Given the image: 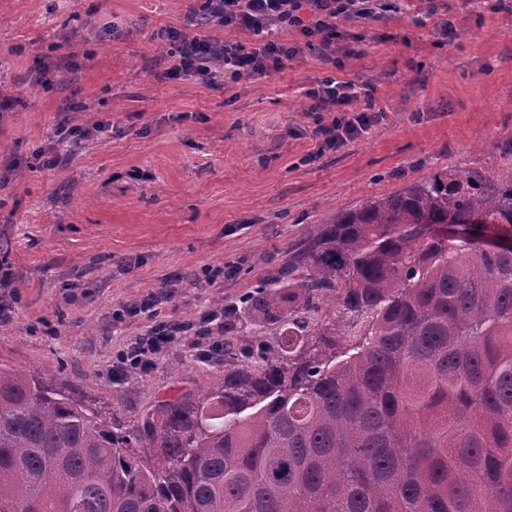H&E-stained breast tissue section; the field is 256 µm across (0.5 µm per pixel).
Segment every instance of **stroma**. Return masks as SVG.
Returning a JSON list of instances; mask_svg holds the SVG:
<instances>
[{
	"mask_svg": "<svg viewBox=\"0 0 512 512\" xmlns=\"http://www.w3.org/2000/svg\"><path fill=\"white\" fill-rule=\"evenodd\" d=\"M206 0H0V256L18 299L0 362L40 373L134 428L158 404L224 373L205 336H185L145 373L111 363L156 322L227 309L240 353L282 325L251 313L261 290L337 213L448 171L512 180V0H400L340 16L351 47L338 79L370 83L385 118L318 154L306 91L326 76L304 54L269 75L213 88L166 74L167 29L251 49L252 32L196 25ZM455 19V40L438 34ZM103 124L54 146L60 123ZM224 266L208 288L193 279ZM183 279L156 312L116 310Z\"/></svg>",
	"mask_w": 512,
	"mask_h": 512,
	"instance_id": "stroma-1",
	"label": "stroma"
}]
</instances>
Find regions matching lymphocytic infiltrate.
Masks as SVG:
<instances>
[{
    "label": "lymphocytic infiltrate",
    "instance_id": "1",
    "mask_svg": "<svg viewBox=\"0 0 512 512\" xmlns=\"http://www.w3.org/2000/svg\"><path fill=\"white\" fill-rule=\"evenodd\" d=\"M212 16L224 26H238L263 36L264 41L250 52L240 46L224 44L221 47L220 67L204 65L203 54L213 43L209 39L189 37L177 32L169 33L171 65L169 74L178 75L193 71L203 76L207 85H215L218 78L237 81L243 76L263 75L279 67L283 59L296 56L297 48L288 47L278 40L283 28L295 27L307 38H318L314 52L327 65L338 66V42L341 34L336 25L339 15L355 13L374 17L385 9L383 0H211ZM311 109L331 113L330 121L318 123L314 136L319 142V152L333 151L346 142L360 138L384 116L383 109L374 106L371 89L362 88L354 81H340L328 75L317 80L308 90ZM364 101L362 109H354L356 101ZM206 335L205 326L168 320L148 327L146 332L134 337L126 350L113 361V374L150 369L158 354L170 347L180 337Z\"/></svg>",
    "mask_w": 512,
    "mask_h": 512
}]
</instances>
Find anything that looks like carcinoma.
Returning <instances> with one entry per match:
<instances>
[{"mask_svg":"<svg viewBox=\"0 0 512 512\" xmlns=\"http://www.w3.org/2000/svg\"><path fill=\"white\" fill-rule=\"evenodd\" d=\"M512 183L435 174L319 224L252 304L288 337L128 433L0 365V512H512ZM341 326L309 329L314 300Z\"/></svg>","mask_w":512,"mask_h":512,"instance_id":"carcinoma-1","label":"carcinoma"}]
</instances>
